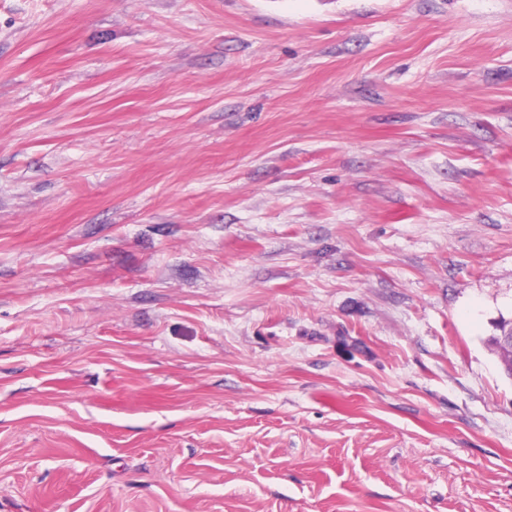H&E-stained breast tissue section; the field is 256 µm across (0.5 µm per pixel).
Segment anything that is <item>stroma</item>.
<instances>
[{
    "label": "stroma",
    "instance_id": "35a3bbf8",
    "mask_svg": "<svg viewBox=\"0 0 512 512\" xmlns=\"http://www.w3.org/2000/svg\"><path fill=\"white\" fill-rule=\"evenodd\" d=\"M512 0H0V512H512ZM490 346L497 354L504 373L512 378V325L505 331H499Z\"/></svg>",
    "mask_w": 512,
    "mask_h": 512
}]
</instances>
